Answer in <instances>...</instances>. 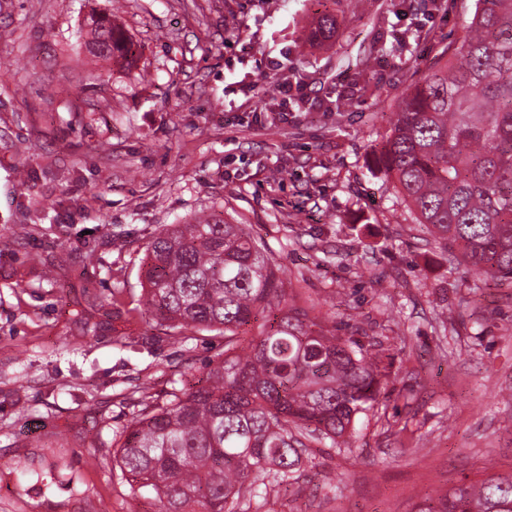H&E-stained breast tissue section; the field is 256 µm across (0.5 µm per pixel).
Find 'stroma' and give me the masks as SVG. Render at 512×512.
<instances>
[{
	"mask_svg": "<svg viewBox=\"0 0 512 512\" xmlns=\"http://www.w3.org/2000/svg\"><path fill=\"white\" fill-rule=\"evenodd\" d=\"M389 2L0 0V512H158L115 465L120 434L224 339L167 340L141 265L161 225L207 216L248 225L289 303L391 363L348 445H311L297 483L236 512H417L512 471V288L449 265L371 151L474 0ZM95 12L128 60L89 53ZM327 12L343 25L310 47ZM283 76L308 98L281 122Z\"/></svg>",
	"mask_w": 512,
	"mask_h": 512,
	"instance_id": "1",
	"label": "stroma"
}]
</instances>
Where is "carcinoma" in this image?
<instances>
[{
	"instance_id": "cac0c4a2",
	"label": "carcinoma",
	"mask_w": 512,
	"mask_h": 512,
	"mask_svg": "<svg viewBox=\"0 0 512 512\" xmlns=\"http://www.w3.org/2000/svg\"><path fill=\"white\" fill-rule=\"evenodd\" d=\"M340 26L325 13L308 42L321 46ZM87 46L105 60L129 54L106 16L92 20ZM373 157L416 222L447 242L449 262L512 281V0H475L467 36L410 81ZM142 287L168 339L224 336V357L197 384L145 405L117 451L122 475L151 488L160 512H234L259 480L297 482L307 442L336 447L379 395L381 360L288 305L278 269L244 224L159 227ZM265 312L273 318L238 353L243 327ZM419 512H512V472L456 487Z\"/></svg>"
}]
</instances>
